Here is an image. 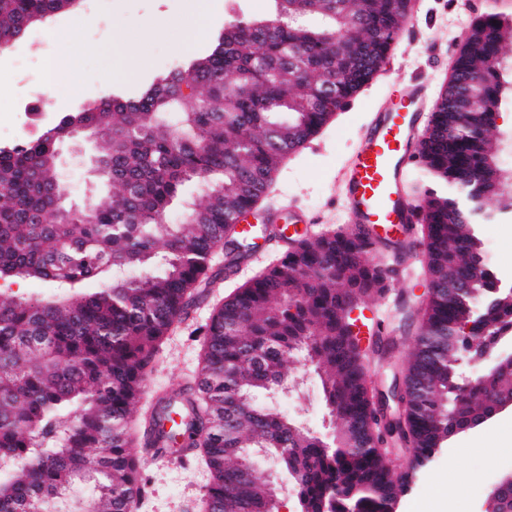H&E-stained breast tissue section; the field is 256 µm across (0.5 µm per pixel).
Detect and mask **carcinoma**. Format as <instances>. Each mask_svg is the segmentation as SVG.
Returning a JSON list of instances; mask_svg holds the SVG:
<instances>
[{"instance_id": "cac0c4a2", "label": "carcinoma", "mask_w": 512, "mask_h": 512, "mask_svg": "<svg viewBox=\"0 0 512 512\" xmlns=\"http://www.w3.org/2000/svg\"><path fill=\"white\" fill-rule=\"evenodd\" d=\"M272 2L268 17L229 23L211 51L142 94L91 101L37 138L0 147V277L70 288L47 299L0 293V512H60L82 482L91 493L72 512H129L145 482L131 452L134 409L164 337L221 276L212 255L235 241L238 216L373 77L410 17V0ZM75 4L0 0V48ZM501 26L492 11L472 20L449 85L470 86L473 108L461 118L451 98L441 100L416 143L435 181L422 218L431 277L450 261L471 277L477 225L512 216V175L503 177L498 207L478 200L479 176L497 155L490 113L512 98ZM329 32L354 62L340 79ZM327 83L335 94L324 100ZM76 126L100 133L99 179L110 190L74 210L57 156ZM480 127L487 136L477 144ZM189 183L202 200L185 195ZM175 200L180 221L170 224ZM377 250L355 227L298 232L275 264L214 308L194 382L168 391L143 419V444L155 454L174 445L202 458L210 473L204 512H265L266 477L244 464L260 450L290 474L300 512H383L431 461L448 413L474 416L512 396V365L463 394L451 386L462 358L451 332L471 309L487 325L512 328V302L488 309L478 284L463 297L436 292L400 308V326L414 329L412 348L393 407L369 408L366 364L393 358L398 341L361 346L344 313L385 292L386 270L368 259ZM106 274L112 283L86 288ZM290 357L321 378L335 417L329 439L258 401L290 382ZM172 413L182 422L166 433L161 421ZM396 452L410 458L401 474L389 465Z\"/></svg>"}]
</instances>
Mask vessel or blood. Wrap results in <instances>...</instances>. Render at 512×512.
Returning a JSON list of instances; mask_svg holds the SVG:
<instances>
[{"label":"vessel or blood","instance_id":"obj_1","mask_svg":"<svg viewBox=\"0 0 512 512\" xmlns=\"http://www.w3.org/2000/svg\"><path fill=\"white\" fill-rule=\"evenodd\" d=\"M425 100L421 88L394 89L348 173L352 220L371 239L396 237L413 217L415 206L403 199L401 184L415 132L413 114Z\"/></svg>","mask_w":512,"mask_h":512}]
</instances>
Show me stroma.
Here are the masks:
<instances>
[{"instance_id": "stroma-1", "label": "stroma", "mask_w": 512, "mask_h": 512, "mask_svg": "<svg viewBox=\"0 0 512 512\" xmlns=\"http://www.w3.org/2000/svg\"><path fill=\"white\" fill-rule=\"evenodd\" d=\"M271 0H213L206 34L196 37L180 21L195 12L198 0H83L85 21L75 23L72 37L82 45L77 54H61L55 42L47 49L59 69L79 76L75 89H49L55 115L81 108L110 91L127 94L153 79L204 54L226 24L236 18L267 16ZM512 17V0H417L403 33L371 83L337 112L320 133L289 157L266 198L248 216L252 232L244 237L245 259L188 319L166 337L156 354L146 392H164L193 378L198 370L199 329L214 307L269 265L287 247L271 237L263 214L289 204L309 220L307 230L318 234L347 228L343 178L351 156L363 144L375 118L373 108L393 87L411 81L428 82L441 91L471 20L487 10ZM32 47L24 37L0 50V69L8 78L0 86V131L10 132L24 120L16 107L17 78L14 61ZM96 146L65 144L59 155L60 173L73 202L86 203L95 186L92 159ZM483 260L500 280L512 281V222L481 224ZM428 276L422 261L399 266L390 289L370 301L366 318L389 325L401 290L422 295ZM298 390L263 396L264 404L301 422L318 435H326L329 409L313 370L302 371ZM512 470V410L488 424L444 441L428 466L409 484L394 512H486L487 490L499 476ZM146 494L141 512H199L210 475L197 458L178 454L146 459Z\"/></svg>"}]
</instances>
